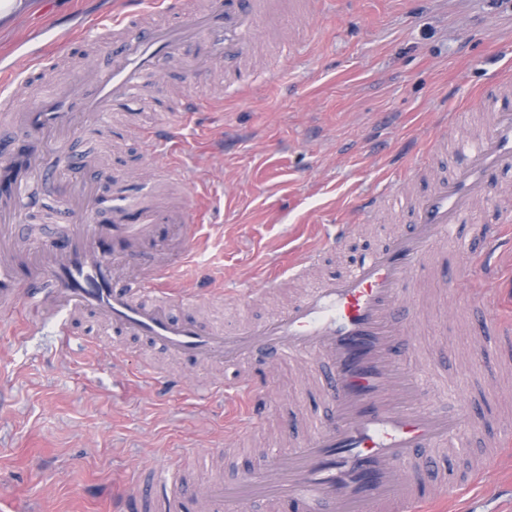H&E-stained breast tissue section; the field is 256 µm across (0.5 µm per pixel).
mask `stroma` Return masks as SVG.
<instances>
[{"label":"stroma","instance_id":"35a3bbf8","mask_svg":"<svg viewBox=\"0 0 512 512\" xmlns=\"http://www.w3.org/2000/svg\"><path fill=\"white\" fill-rule=\"evenodd\" d=\"M115 0H33L24 13L0 22V55L26 66L31 43L80 27L112 11ZM283 32L261 38L248 73L251 90L224 83V66L185 71L168 62L142 98L121 111L119 133L89 132L76 144L111 153L118 185L171 198L205 188L203 227L195 268L171 278L192 302L175 316L227 325L271 317L310 287L317 274L336 275L369 250L385 229L404 220L402 195L424 191L429 178L459 163L455 152L430 154L435 138H461L485 127L489 113L446 125L448 113L469 105L502 75L512 76V0H320L304 15H282ZM107 43L88 37L54 51L42 72L13 90L37 101L43 81L70 83L105 57ZM209 99L186 132L184 182H155L138 131L160 122L158 108L181 91ZM424 160L427 172L413 166ZM68 181L38 178L30 194L45 203L55 228L79 223L62 198ZM492 202L476 209L459 232V247L438 253L407 296L414 331L400 359L409 373L435 365L440 383L432 397L458 388L478 414L468 457L453 467L470 471L496 461L480 483L462 486L458 512H505L512 487L500 471L512 464L496 445L501 425L512 424V350L496 346L495 321L512 320V299L495 303L494 321L458 298L443 277L462 269L468 287L512 285V233L491 253L477 234L512 210V171L491 175ZM383 194L380 211L360 214L364 198ZM349 224L340 244H323L327 225ZM323 247L318 267L290 266L306 249ZM63 342L52 318L27 333L0 326V512H109V495L143 466L166 464L184 448L223 449L221 466L183 460L186 479L205 486L215 472L240 476L253 454L296 447L329 401L308 384L317 362H272L254 355L244 369L164 361L145 341L122 339V355L99 341L85 321ZM262 379L269 400L265 420L241 442L225 427L241 407L221 383L241 375Z\"/></svg>","mask_w":512,"mask_h":512}]
</instances>
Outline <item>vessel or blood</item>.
I'll list each match as a JSON object with an SVG mask.
<instances>
[{"label":"vessel or blood","instance_id":"1","mask_svg":"<svg viewBox=\"0 0 512 512\" xmlns=\"http://www.w3.org/2000/svg\"><path fill=\"white\" fill-rule=\"evenodd\" d=\"M145 3L119 0L111 14L88 24V32L114 38L107 68L88 69L70 86H48L34 106L12 102L0 113V322L23 311L46 315L67 341L80 313L104 333L147 338L190 362L234 364L260 351L327 364L313 385L331 401V412L298 448L266 454L241 478L214 476L202 493L145 469L114 498L113 512H181L193 500L203 512H249L259 502L289 503L297 512H438L462 481L452 472L441 489L427 491L425 474L476 416L463 396L432 399L427 379L401 369L412 336L403 320L406 291L487 199L488 172L512 170V82L498 81L475 97L473 108L493 113V126L456 142L462 164L413 199L405 232L277 316L214 328L171 315L183 297L172 291L169 274L189 260L199 239L192 200L167 206L118 190L91 197L77 186L71 199L94 220L37 241L24 231L25 216L37 207L28 191L34 176L95 166L94 154L69 152L71 141L108 123L113 107L135 97L183 46L194 45L202 62L246 58L260 26L279 9L277 0H209L186 20L143 27ZM205 109L185 95L178 120L142 131L159 169H179L186 125ZM238 393L243 407L235 425L244 431L263 420L269 403L249 379Z\"/></svg>","mask_w":512,"mask_h":512}]
</instances>
